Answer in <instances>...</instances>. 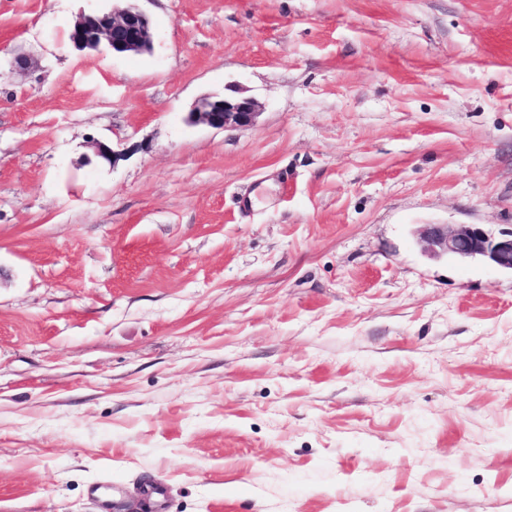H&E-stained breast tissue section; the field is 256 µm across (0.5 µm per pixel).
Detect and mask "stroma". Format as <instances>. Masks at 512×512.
I'll use <instances>...</instances> for the list:
<instances>
[{
	"mask_svg": "<svg viewBox=\"0 0 512 512\" xmlns=\"http://www.w3.org/2000/svg\"><path fill=\"white\" fill-rule=\"evenodd\" d=\"M110 5L0 0V512H512V0ZM108 10L81 13L75 20L70 42L78 50L104 45L112 55L125 56L151 52L153 27L150 17L130 0ZM235 94L211 93L201 98L189 112V121L215 129L245 128L255 124L260 114L257 101L240 91ZM418 235L424 250L435 258L482 261L512 273V229L496 235L478 224H424Z\"/></svg>",
	"mask_w": 512,
	"mask_h": 512,
	"instance_id": "obj_1",
	"label": "stroma"
}]
</instances>
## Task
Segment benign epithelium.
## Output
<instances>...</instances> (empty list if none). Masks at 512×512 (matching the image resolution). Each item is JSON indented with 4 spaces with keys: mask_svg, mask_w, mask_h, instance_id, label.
Segmentation results:
<instances>
[{
    "mask_svg": "<svg viewBox=\"0 0 512 512\" xmlns=\"http://www.w3.org/2000/svg\"><path fill=\"white\" fill-rule=\"evenodd\" d=\"M70 42L78 50L103 45L117 56L142 54L153 48L152 22L130 0H118L108 10L80 14L71 28ZM258 115L257 101L240 91L211 93L189 112V121L224 130L250 127ZM418 235L424 250L435 258L482 261L512 272V230L495 234L478 224H424Z\"/></svg>",
    "mask_w": 512,
    "mask_h": 512,
    "instance_id": "1",
    "label": "benign epithelium"
}]
</instances>
